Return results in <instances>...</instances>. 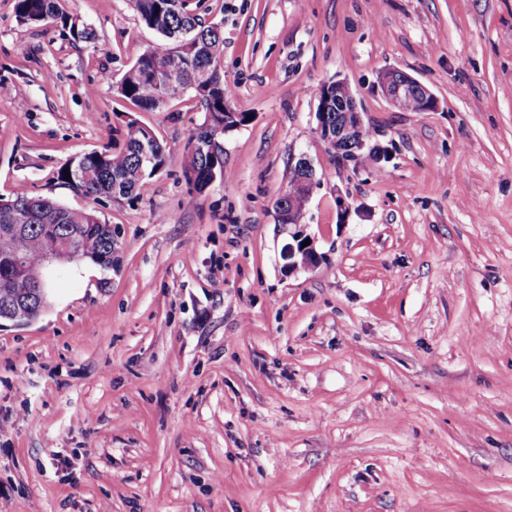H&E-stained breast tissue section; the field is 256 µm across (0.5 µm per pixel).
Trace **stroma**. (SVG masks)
Masks as SVG:
<instances>
[{"instance_id":"1","label":"stroma","mask_w":512,"mask_h":512,"mask_svg":"<svg viewBox=\"0 0 512 512\" xmlns=\"http://www.w3.org/2000/svg\"><path fill=\"white\" fill-rule=\"evenodd\" d=\"M16 3L0 0V198L94 210L122 264L52 267L40 317L0 324V512H512V0H199L248 117L201 193L194 99L142 112L115 93L164 43L131 0H66L90 43ZM389 67L437 109L385 100ZM339 79L382 164L317 136ZM132 119L168 155L137 200L58 180ZM300 154L319 258L290 274L275 203Z\"/></svg>"}]
</instances>
